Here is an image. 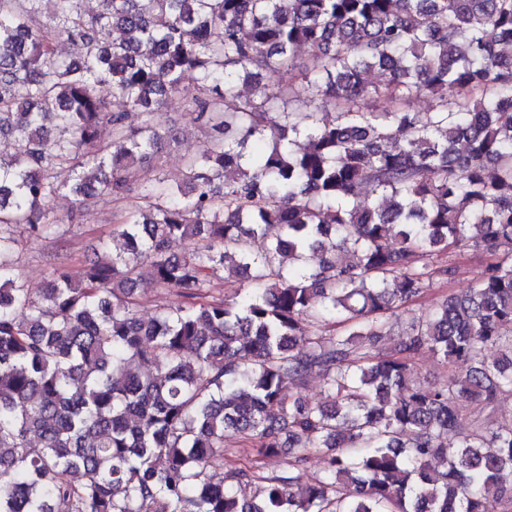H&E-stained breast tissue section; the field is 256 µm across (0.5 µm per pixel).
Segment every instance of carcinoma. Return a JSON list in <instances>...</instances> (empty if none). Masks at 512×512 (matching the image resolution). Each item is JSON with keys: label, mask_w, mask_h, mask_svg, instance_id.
<instances>
[{"label": "carcinoma", "mask_w": 512, "mask_h": 512, "mask_svg": "<svg viewBox=\"0 0 512 512\" xmlns=\"http://www.w3.org/2000/svg\"><path fill=\"white\" fill-rule=\"evenodd\" d=\"M83 2L0 0V512H512V0ZM304 93L333 118L286 109ZM173 94L207 131L175 185ZM374 98L392 107H360ZM133 181L124 248L34 296L14 228L40 238L56 196ZM468 249L493 260L372 354ZM222 269L239 297L209 295ZM145 278L177 304L141 317ZM426 352L448 383L420 379ZM314 374L323 401L287 395ZM239 439L288 449L285 467L213 482ZM314 453L323 474L300 485Z\"/></svg>", "instance_id": "carcinoma-1"}]
</instances>
